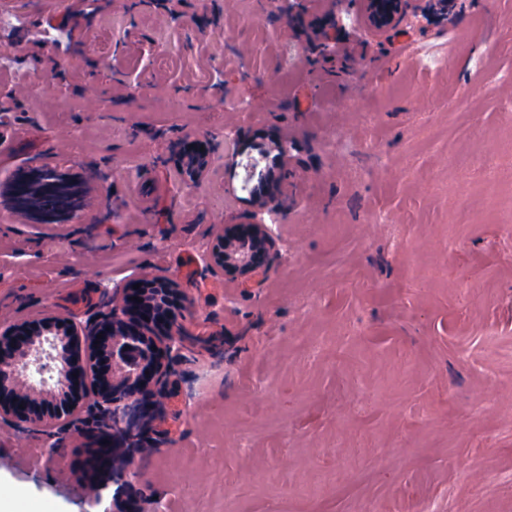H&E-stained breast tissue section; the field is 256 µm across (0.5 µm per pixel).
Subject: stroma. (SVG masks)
Instances as JSON below:
<instances>
[{"label":"stroma","mask_w":512,"mask_h":512,"mask_svg":"<svg viewBox=\"0 0 512 512\" xmlns=\"http://www.w3.org/2000/svg\"><path fill=\"white\" fill-rule=\"evenodd\" d=\"M100 4L0 0V192L49 153L105 175L72 224L0 204V323L180 283L189 341L127 469L142 512H512V0H426L372 39L363 0ZM278 137L269 213L243 165ZM178 138L209 144L196 187L165 164ZM252 217L268 280L203 272L214 226ZM87 419L0 421L19 512H102Z\"/></svg>","instance_id":"1"}]
</instances>
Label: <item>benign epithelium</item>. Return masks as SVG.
I'll list each match as a JSON object with an SVG mask.
<instances>
[{
	"label": "benign epithelium",
	"mask_w": 512,
	"mask_h": 512,
	"mask_svg": "<svg viewBox=\"0 0 512 512\" xmlns=\"http://www.w3.org/2000/svg\"><path fill=\"white\" fill-rule=\"evenodd\" d=\"M419 0H365L370 36L390 30ZM179 182L194 187L206 175L211 163L208 143L178 140L169 158ZM70 174L53 162L29 169L11 182L12 194L34 191L45 206L15 208L33 215L42 224L65 223L76 216L84 201L68 210L54 207L49 184L66 180ZM279 252V243L269 225L248 220L224 224L212 234L203 258V269L238 279L245 286L260 284L268 275ZM139 301H134V298ZM186 295L180 284L165 276L141 281L137 289L115 290L105 309L80 320L47 314L40 319L0 325V419L25 430L45 419L63 421L94 394L96 407L112 409V426L136 438L142 449L150 444L141 440L146 418L160 406L173 366L184 349L182 320ZM103 338H97V335ZM95 431L86 451L93 463L90 488L98 493L101 476L112 470L114 512H141L136 497H127L124 471L117 464L129 465L130 444L122 437Z\"/></svg>",
	"instance_id": "7a95c632"
}]
</instances>
